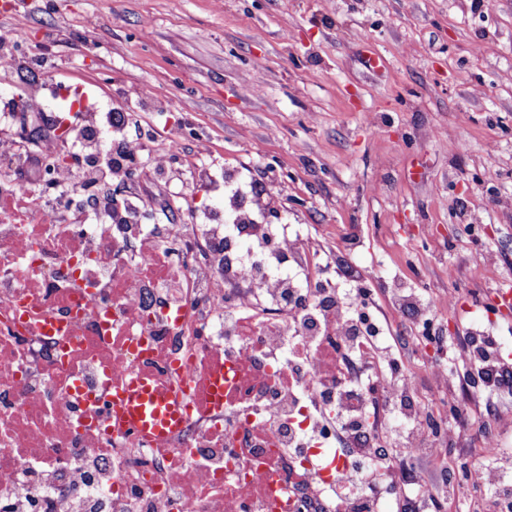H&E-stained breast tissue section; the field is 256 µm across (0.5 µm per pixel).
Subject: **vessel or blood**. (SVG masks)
<instances>
[{
  "mask_svg": "<svg viewBox=\"0 0 512 512\" xmlns=\"http://www.w3.org/2000/svg\"><path fill=\"white\" fill-rule=\"evenodd\" d=\"M114 402L118 423L141 433L161 437L183 421L175 397L166 394L151 378L131 382L118 390Z\"/></svg>",
  "mask_w": 512,
  "mask_h": 512,
  "instance_id": "obj_1",
  "label": "vessel or blood"
}]
</instances>
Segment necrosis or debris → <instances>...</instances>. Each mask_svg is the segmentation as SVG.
<instances>
[{
  "instance_id": "obj_1",
  "label": "necrosis or debris",
  "mask_w": 512,
  "mask_h": 512,
  "mask_svg": "<svg viewBox=\"0 0 512 512\" xmlns=\"http://www.w3.org/2000/svg\"><path fill=\"white\" fill-rule=\"evenodd\" d=\"M85 205L0 215V512H332L350 470L336 447L345 401L321 399L312 354L304 395L280 387L289 336L322 337L319 295L281 303L284 279L239 276L240 245L207 227L156 224L154 247L127 225L89 224ZM181 272L164 287V252ZM139 269L137 281L104 264ZM257 310L227 319L243 296ZM224 379V401L210 397ZM153 378L180 391L181 426L162 437L118 427L116 387ZM100 490L88 500L86 485Z\"/></svg>"
}]
</instances>
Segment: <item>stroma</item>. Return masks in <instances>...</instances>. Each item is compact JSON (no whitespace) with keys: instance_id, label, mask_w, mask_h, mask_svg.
I'll list each match as a JSON object with an SVG mask.
<instances>
[{"instance_id":"stroma-1","label":"stroma","mask_w":512,"mask_h":512,"mask_svg":"<svg viewBox=\"0 0 512 512\" xmlns=\"http://www.w3.org/2000/svg\"><path fill=\"white\" fill-rule=\"evenodd\" d=\"M94 25H86V18ZM26 65L0 92L63 82L111 105L123 137L183 142L165 176L167 208L223 214L224 182L270 189L263 221L285 224L320 260L313 273L368 290L416 394L436 397L440 349L391 309L388 288L425 300L459 294L432 317L455 345L488 326L512 348V315L486 324L492 289L512 284V0H30L0 6ZM149 98H142L143 89ZM470 431L426 460L440 512H482L479 434L512 394L480 392Z\"/></svg>"}]
</instances>
